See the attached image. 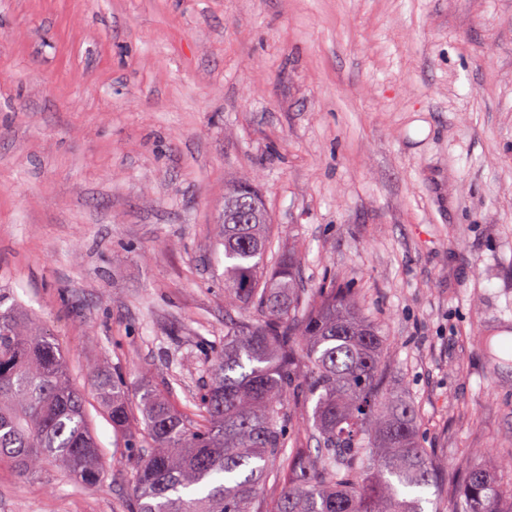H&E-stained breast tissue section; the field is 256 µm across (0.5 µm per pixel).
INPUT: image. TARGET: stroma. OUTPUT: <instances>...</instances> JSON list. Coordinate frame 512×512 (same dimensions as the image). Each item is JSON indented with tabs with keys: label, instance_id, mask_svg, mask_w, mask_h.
<instances>
[{
	"label": "stroma",
	"instance_id": "stroma-1",
	"mask_svg": "<svg viewBox=\"0 0 512 512\" xmlns=\"http://www.w3.org/2000/svg\"><path fill=\"white\" fill-rule=\"evenodd\" d=\"M269 260L348 288L425 447L512 482V0H0V284L54 333L94 487L0 461V512H127L133 449L91 380L143 372L194 416L224 344V190ZM477 345L483 350L486 358V372L490 378L495 377L504 367L512 365V344L510 339L482 333L475 336Z\"/></svg>",
	"mask_w": 512,
	"mask_h": 512
}]
</instances>
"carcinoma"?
Returning <instances> with one entry per match:
<instances>
[{
    "instance_id": "carcinoma-1",
    "label": "carcinoma",
    "mask_w": 512,
    "mask_h": 512,
    "mask_svg": "<svg viewBox=\"0 0 512 512\" xmlns=\"http://www.w3.org/2000/svg\"><path fill=\"white\" fill-rule=\"evenodd\" d=\"M270 218L248 180L229 185L216 222L224 246V348L191 421L149 382L141 417L123 382L92 372L112 427L150 448L134 469L131 512H261L258 496L281 482L275 512H425L442 471L420 441L418 414L385 375L389 343L345 288L298 287L294 257L268 263ZM495 377L512 365V341L475 337ZM315 400L308 439L282 456L292 420L287 399ZM23 477L57 465L84 485L101 480L99 448L58 340L0 288V459ZM455 512H512L481 452L461 478Z\"/></svg>"
}]
</instances>
